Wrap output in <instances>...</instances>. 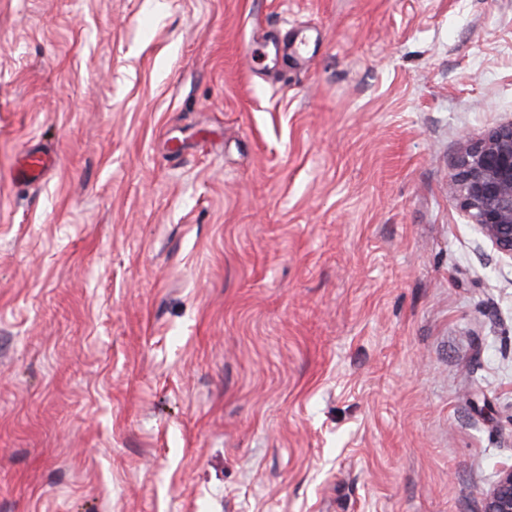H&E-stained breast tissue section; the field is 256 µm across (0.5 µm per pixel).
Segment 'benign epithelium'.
<instances>
[{
	"label": "benign epithelium",
	"mask_w": 512,
	"mask_h": 512,
	"mask_svg": "<svg viewBox=\"0 0 512 512\" xmlns=\"http://www.w3.org/2000/svg\"><path fill=\"white\" fill-rule=\"evenodd\" d=\"M449 186L483 240L512 260V121L462 146ZM483 512H512V468L486 492Z\"/></svg>",
	"instance_id": "7a95c632"
}]
</instances>
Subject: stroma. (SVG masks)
<instances>
[{
	"label": "stroma",
	"instance_id": "35a3bbf8",
	"mask_svg": "<svg viewBox=\"0 0 512 512\" xmlns=\"http://www.w3.org/2000/svg\"><path fill=\"white\" fill-rule=\"evenodd\" d=\"M511 120L512 0H0V512H482ZM449 186L483 240L512 260V120L462 146ZM48 158L38 157L35 155L27 156L21 163L17 165L13 172L12 179L15 182L26 183L35 181L40 178L43 170L50 166Z\"/></svg>",
	"mask_w": 512,
	"mask_h": 512
}]
</instances>
